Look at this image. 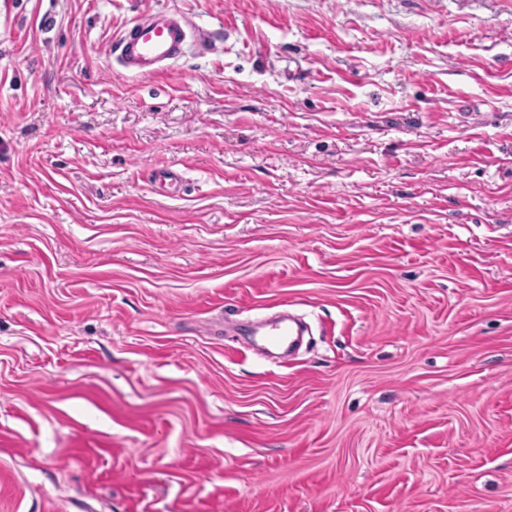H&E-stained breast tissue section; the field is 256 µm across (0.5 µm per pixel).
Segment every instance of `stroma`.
<instances>
[{
    "mask_svg": "<svg viewBox=\"0 0 512 512\" xmlns=\"http://www.w3.org/2000/svg\"><path fill=\"white\" fill-rule=\"evenodd\" d=\"M0 512H512V0H0ZM189 38L182 15L158 12L142 15L123 28L109 49L123 68L140 76H154L177 61Z\"/></svg>",
    "mask_w": 512,
    "mask_h": 512,
    "instance_id": "stroma-1",
    "label": "stroma"
}]
</instances>
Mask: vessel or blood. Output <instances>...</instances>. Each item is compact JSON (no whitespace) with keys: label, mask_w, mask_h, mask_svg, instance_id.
<instances>
[{"label":"vessel or blood","mask_w":512,"mask_h":512,"mask_svg":"<svg viewBox=\"0 0 512 512\" xmlns=\"http://www.w3.org/2000/svg\"><path fill=\"white\" fill-rule=\"evenodd\" d=\"M188 38L189 24L183 16L149 13L123 28L109 52L119 59L123 68L149 77L177 61Z\"/></svg>","instance_id":"obj_1"}]
</instances>
